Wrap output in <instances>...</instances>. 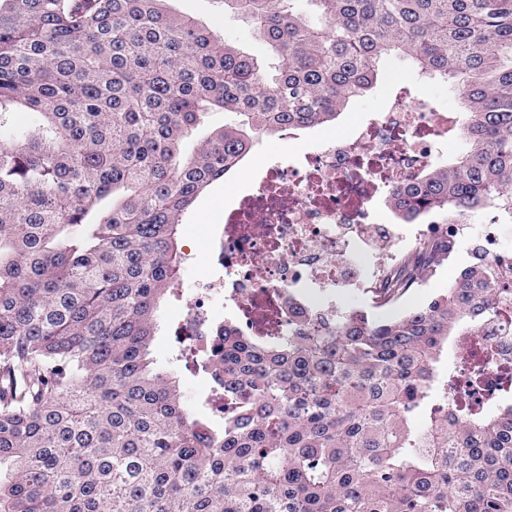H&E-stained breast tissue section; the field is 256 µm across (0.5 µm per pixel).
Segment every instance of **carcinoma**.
<instances>
[{
  "mask_svg": "<svg viewBox=\"0 0 512 512\" xmlns=\"http://www.w3.org/2000/svg\"><path fill=\"white\" fill-rule=\"evenodd\" d=\"M222 2L261 51L169 0H0V512H512V400L457 401L483 370L439 372L512 302L480 243L395 316L290 295L286 336L180 328L214 420L150 350L200 192L260 135L335 120L392 53L453 81L465 148L390 209L512 222V0H308L317 24L296 0ZM217 111L236 120L195 140ZM454 249L417 243L381 299Z\"/></svg>",
  "mask_w": 512,
  "mask_h": 512,
  "instance_id": "1",
  "label": "carcinoma"
}]
</instances>
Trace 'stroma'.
Instances as JSON below:
<instances>
[{"instance_id": "35a3bbf8", "label": "stroma", "mask_w": 512, "mask_h": 512, "mask_svg": "<svg viewBox=\"0 0 512 512\" xmlns=\"http://www.w3.org/2000/svg\"><path fill=\"white\" fill-rule=\"evenodd\" d=\"M170 6L177 13L201 21L226 40L248 48L253 45L248 24L225 12L222 0H171ZM399 77L410 83L413 100H425L438 110L459 111L458 96L448 83L437 77L419 74L408 60L390 55L379 65L376 87L367 95L350 102L335 123L320 126V134L347 133L354 121L362 119L365 112L380 105L383 97L392 91L394 80ZM303 148L302 141L279 133L260 137L243 167L224 179L213 182L197 197L183 217L180 244L186 261L181 271L182 290L179 296L166 300L160 306L158 315L161 330L152 344V354L159 362L172 363L180 379L184 398L190 406L201 405L207 395L209 382L207 376L194 367L172 362L171 354L176 346L173 332L185 322L194 308L199 284L219 273L210 254L216 228L224 221L225 209L237 204L241 195L249 188L252 172L261 169L267 158L273 155L297 154ZM465 256V248H458L455 258L444 263L435 274L424 276L421 288L405 301V308L422 305L447 288L457 276Z\"/></svg>"}]
</instances>
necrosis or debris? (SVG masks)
<instances>
[{
  "instance_id": "necrosis-or-debris-1",
  "label": "necrosis or debris",
  "mask_w": 512,
  "mask_h": 512,
  "mask_svg": "<svg viewBox=\"0 0 512 512\" xmlns=\"http://www.w3.org/2000/svg\"><path fill=\"white\" fill-rule=\"evenodd\" d=\"M456 124L453 113L399 95L351 136L321 138L300 165L269 161L258 184L224 212L222 273L202 283L188 326L208 334L212 305L227 302L242 325L280 336L287 319L275 298L291 294L307 305L317 288L382 287L412 240L372 223L364 204L377 185H398L425 171L439 136ZM451 355L483 363L485 382L470 401L487 403L499 391L500 370L512 363V310L457 337Z\"/></svg>"
}]
</instances>
